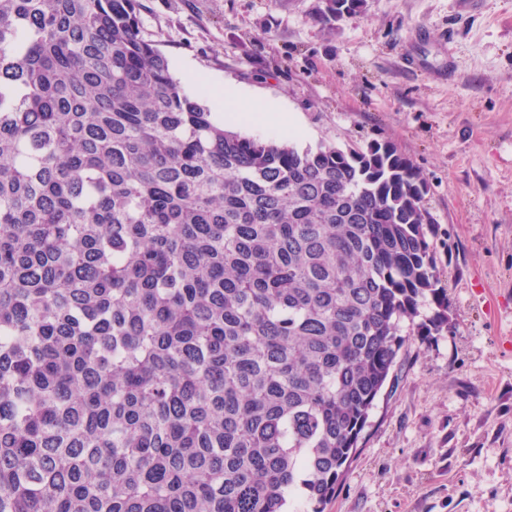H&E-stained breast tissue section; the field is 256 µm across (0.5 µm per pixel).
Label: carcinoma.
Masks as SVG:
<instances>
[{
	"instance_id": "cac0c4a2",
	"label": "carcinoma",
	"mask_w": 512,
	"mask_h": 512,
	"mask_svg": "<svg viewBox=\"0 0 512 512\" xmlns=\"http://www.w3.org/2000/svg\"><path fill=\"white\" fill-rule=\"evenodd\" d=\"M205 97L137 0H0V512H322L448 326L409 159Z\"/></svg>"
}]
</instances>
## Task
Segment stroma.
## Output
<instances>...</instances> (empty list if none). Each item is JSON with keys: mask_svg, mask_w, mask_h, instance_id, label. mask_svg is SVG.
<instances>
[{"mask_svg": "<svg viewBox=\"0 0 512 512\" xmlns=\"http://www.w3.org/2000/svg\"><path fill=\"white\" fill-rule=\"evenodd\" d=\"M140 0L187 92L275 102L296 128L242 135L392 143L428 182L448 327L403 348L324 512H512V0ZM318 14L321 22L328 30L345 14H357L365 9V0H321Z\"/></svg>", "mask_w": 512, "mask_h": 512, "instance_id": "1", "label": "stroma"}]
</instances>
